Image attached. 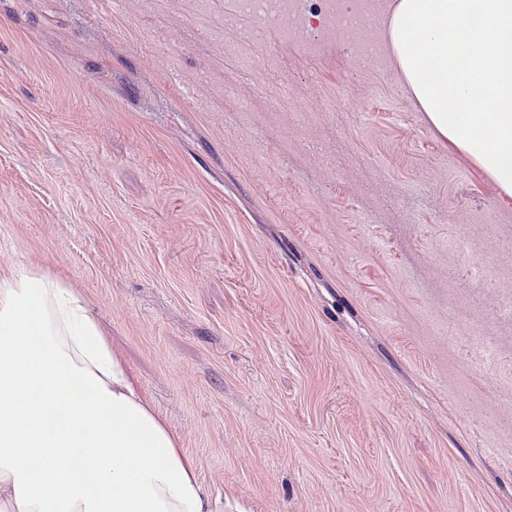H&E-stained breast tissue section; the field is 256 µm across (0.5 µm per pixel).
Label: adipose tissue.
Segmentation results:
<instances>
[{"mask_svg":"<svg viewBox=\"0 0 512 512\" xmlns=\"http://www.w3.org/2000/svg\"><path fill=\"white\" fill-rule=\"evenodd\" d=\"M383 26L433 131L512 196V0H395ZM0 512H224L82 295L35 267L0 277Z\"/></svg>","mask_w":512,"mask_h":512,"instance_id":"obj_1","label":"adipose tissue"}]
</instances>
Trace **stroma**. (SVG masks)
<instances>
[{
  "instance_id": "35a3bbf8",
  "label": "stroma",
  "mask_w": 512,
  "mask_h": 512,
  "mask_svg": "<svg viewBox=\"0 0 512 512\" xmlns=\"http://www.w3.org/2000/svg\"><path fill=\"white\" fill-rule=\"evenodd\" d=\"M236 2L0 0V275L84 295L225 512H512V196Z\"/></svg>"
}]
</instances>
